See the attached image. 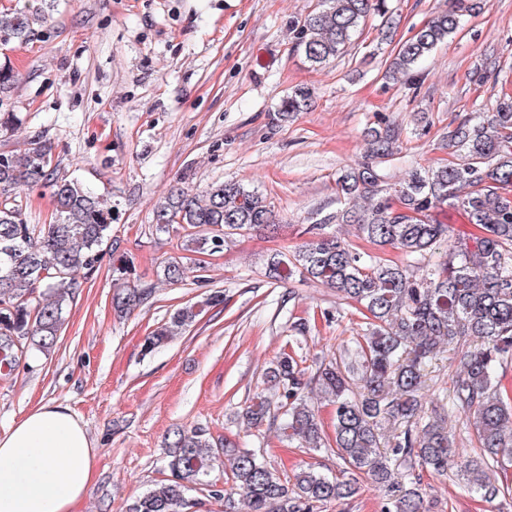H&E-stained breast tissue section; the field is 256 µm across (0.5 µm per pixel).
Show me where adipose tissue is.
I'll return each mask as SVG.
<instances>
[{
	"mask_svg": "<svg viewBox=\"0 0 512 512\" xmlns=\"http://www.w3.org/2000/svg\"><path fill=\"white\" fill-rule=\"evenodd\" d=\"M97 450L68 405L40 401L0 434V512H75Z\"/></svg>",
	"mask_w": 512,
	"mask_h": 512,
	"instance_id": "adipose-tissue-1",
	"label": "adipose tissue"
}]
</instances>
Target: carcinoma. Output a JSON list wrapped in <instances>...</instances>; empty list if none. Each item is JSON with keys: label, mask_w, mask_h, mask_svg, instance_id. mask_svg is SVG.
<instances>
[{"label": "carcinoma", "mask_w": 512, "mask_h": 512, "mask_svg": "<svg viewBox=\"0 0 512 512\" xmlns=\"http://www.w3.org/2000/svg\"><path fill=\"white\" fill-rule=\"evenodd\" d=\"M467 6L448 7L404 41L389 71L410 79L417 65L459 30ZM370 14L389 16L388 0H320L319 8L292 26L294 48L315 66L325 65L351 45ZM36 21L25 11L0 12V40L25 41ZM313 97L298 87L270 115L273 123L303 111ZM398 134L385 126L374 131L366 160L336 180V213L305 230L310 238L289 254L267 263L279 281L296 277L319 283L349 301L362 315L361 332L336 350L328 362L315 363L306 375L296 359L281 353L265 374L274 390L258 393L242 410L250 428L279 422L278 430L302 448L335 445L347 477H330L314 468L282 480L254 450L213 438L196 427L173 432L167 467L170 478L136 498L128 512H183L187 491L205 486L211 496L240 492L243 512H308L317 504L345 500L358 491L360 477L387 492H399L396 512H425L421 473L444 476L456 471L469 492L495 499L505 486L493 479L512 462V396L502 384L512 363V99L493 112L461 120L448 132L458 161L416 169L392 187L377 164L398 151ZM47 184L53 189L55 219L28 224L14 191ZM421 215H393L390 197ZM449 206L462 210L481 234L457 239L444 254L432 250L448 243L449 227L432 212ZM115 215L112 206L81 181L52 165V148L35 143L22 152L0 153V375H11L31 350L45 353L59 341L64 311L80 280L99 269ZM155 229L168 233L184 226V250L221 253L247 231L278 228L272 203L244 184L227 180L202 191L172 189L153 212ZM354 224L358 234L379 247L398 250L394 262L355 249L326 232L333 223ZM133 261L112 260L117 286L115 309L126 314L143 304L154 288L130 281ZM186 268L173 259L164 281L185 279ZM224 303L215 292L199 304L177 310L170 325L145 339L151 351L190 326L209 307ZM466 348L452 378L449 405L427 400L424 367L445 347ZM334 406V434L323 433L315 402ZM463 415L476 434L479 453L460 455L448 429V412ZM232 485L208 481L216 463Z\"/></svg>", "instance_id": "1"}]
</instances>
